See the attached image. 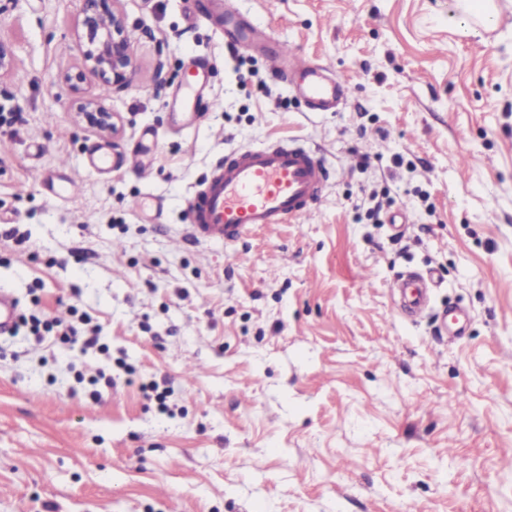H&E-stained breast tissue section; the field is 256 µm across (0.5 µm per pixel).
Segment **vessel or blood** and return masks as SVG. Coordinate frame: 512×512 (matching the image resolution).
<instances>
[{
  "mask_svg": "<svg viewBox=\"0 0 512 512\" xmlns=\"http://www.w3.org/2000/svg\"><path fill=\"white\" fill-rule=\"evenodd\" d=\"M209 15L236 47L263 55L303 97L312 112H332L348 95L347 80L316 61L289 57L271 33L244 19L228 0H210ZM204 73L171 101L174 124L198 112ZM331 168L297 140L278 139L226 154L211 177L187 199L189 235L199 244L234 248L256 226L302 223L324 201Z\"/></svg>",
  "mask_w": 512,
  "mask_h": 512,
  "instance_id": "vessel-or-blood-1",
  "label": "vessel or blood"
}]
</instances>
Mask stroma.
I'll list each match as a JSON object with an SVG mask.
<instances>
[{
	"mask_svg": "<svg viewBox=\"0 0 512 512\" xmlns=\"http://www.w3.org/2000/svg\"><path fill=\"white\" fill-rule=\"evenodd\" d=\"M494 3L467 36L454 0H236L348 80L340 111L313 114L187 0H121L120 90L83 65L78 0H9L0 289L23 323L0 335V512H512V0ZM198 55L208 106L175 129ZM88 97L115 134L78 119ZM148 129L146 179L126 159ZM288 136L330 163L324 202L230 253L190 242L215 161ZM101 146L103 176L85 166ZM62 164L67 200L42 186ZM409 270L436 282L414 320L391 288Z\"/></svg>",
	"mask_w": 512,
	"mask_h": 512,
	"instance_id": "stroma-1",
	"label": "stroma"
}]
</instances>
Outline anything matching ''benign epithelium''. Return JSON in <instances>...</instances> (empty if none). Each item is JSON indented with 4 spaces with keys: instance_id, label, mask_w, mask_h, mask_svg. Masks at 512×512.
<instances>
[{
    "instance_id": "obj_1",
    "label": "benign epithelium",
    "mask_w": 512,
    "mask_h": 512,
    "mask_svg": "<svg viewBox=\"0 0 512 512\" xmlns=\"http://www.w3.org/2000/svg\"><path fill=\"white\" fill-rule=\"evenodd\" d=\"M82 26L88 44L80 48L84 65L107 86L121 88L128 83L133 68V45L122 12L120 0H80ZM80 117L90 120L91 128L101 134L116 130L110 112L97 98L85 100Z\"/></svg>"
}]
</instances>
